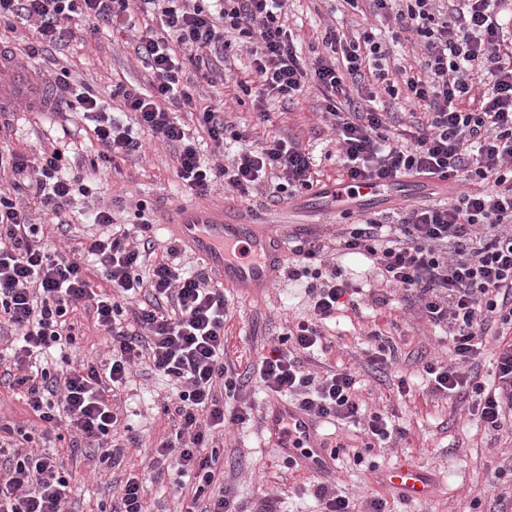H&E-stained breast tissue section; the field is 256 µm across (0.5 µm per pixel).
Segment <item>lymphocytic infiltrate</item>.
Returning <instances> with one entry per match:
<instances>
[{
  "label": "lymphocytic infiltrate",
  "instance_id": "lymphocytic-infiltrate-1",
  "mask_svg": "<svg viewBox=\"0 0 512 512\" xmlns=\"http://www.w3.org/2000/svg\"><path fill=\"white\" fill-rule=\"evenodd\" d=\"M156 20L135 44L150 73L147 86L117 83L109 99L57 73L61 103L77 109L92 128V154L70 163V146L56 141L31 154L0 148V387L18 394L37 421L0 424V512H67L73 474L60 457L40 447L66 429L73 448L99 450L100 461L120 465L126 444L137 441L118 397L133 365L149 362L180 390L164 405L172 431L149 464L150 482H120L109 507L99 512H151L147 486L169 471L188 478L192 497L181 512H240L224 483L217 439L229 424L244 425L251 407L242 388L259 380L269 394L286 397L314 419L343 421L364 432L363 451L400 441L405 430L394 415L368 410L349 368L321 376L304 360L330 343L324 327L363 296L376 306L401 292L432 325L446 328L447 363L423 370L433 395L471 398L484 429L512 425V343L502 345L492 386L473 366L486 337L512 329V0H370L375 15L413 33L421 48L419 74L386 65L385 41L371 31L345 39L327 28L324 52L307 64L283 19L287 0H140ZM130 0H0V24L24 18L36 26L30 56L62 46L77 33L98 35L130 25ZM251 42L249 75L238 92L264 110L269 98L300 99L317 88L336 134L340 178L383 186L394 178L454 181L465 191L448 205L403 211L398 223L365 219L336 239L337 252L371 260L390 293H364L342 267L329 264L327 245L294 246L290 274L308 278L310 317L280 333L255 372L239 373L224 359L227 296L205 269L181 264L177 241L158 244L151 222L116 223L107 206H89L95 175L143 147L144 136L177 145L176 176L189 194L203 197L224 187L250 197L262 181L281 201L313 190V159L299 141L276 135L256 143L247 129L224 120L213 105L200 106L196 89L181 77L189 50L195 67L211 64L228 48L226 33ZM403 77L409 101L423 110L415 125L391 129L376 105L379 91L396 94ZM190 107L216 147L225 140L241 149L228 163L209 164L198 140L177 116ZM134 114V123L117 112ZM70 226L74 214L100 228L60 252L39 234L34 212ZM89 314L109 343L100 362L73 363Z\"/></svg>",
  "mask_w": 512,
  "mask_h": 512
}]
</instances>
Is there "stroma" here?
<instances>
[{"label": "stroma", "instance_id": "1", "mask_svg": "<svg viewBox=\"0 0 512 512\" xmlns=\"http://www.w3.org/2000/svg\"><path fill=\"white\" fill-rule=\"evenodd\" d=\"M286 12L288 24L309 60L321 50L326 27H336L347 35L367 25L382 31L387 28L386 21L370 12L367 0H357L353 6L347 0H288ZM145 22L144 16H135L134 32H105L92 41L75 40L63 49L36 57L34 63L50 76L67 69L71 80L89 87L100 98L109 99L113 84L141 82L146 77L132 49L134 33L143 30ZM228 39L230 48L212 61L211 80L198 82L204 103L224 107L227 123L247 128L257 136L298 138L313 153L319 179L326 184L336 180L338 166L328 158L329 152L336 149L335 134L322 116L320 91L294 102L267 100L269 118L260 120L251 100L239 102L233 97L234 78L248 74V54L237 34H229ZM0 127L9 130L7 145L26 154L47 138L63 135L61 118L45 114L0 112ZM173 156L172 146L152 138L146 140L141 153L122 162L118 170L102 175L97 183L99 202H116L120 223L133 224L142 216L160 224L166 212L188 200L175 177ZM267 193V187L262 186L252 196L235 201L219 187L201 203L215 208L235 203L244 216L270 225L291 248L303 240L334 239L343 225L369 217L387 223L409 204L448 202L455 198L458 188L451 185L431 196L409 182L404 192L371 208L353 207L330 216L317 211L318 196L307 194L273 204ZM226 295L224 350L240 372L257 366L270 348L271 336L282 333L289 322L310 314L302 288L289 278L256 298L240 296L231 289ZM374 329L388 334L397 348L392 372L387 376L364 367L365 334ZM327 335L331 348L316 353L308 361V369L315 374L346 366L355 369L368 409L395 413L406 430L405 439L396 446L374 449L358 465L352 454L363 447L360 429L344 425L322 427L328 445L340 442L348 448L336 463L333 482L356 501L370 490L382 494L390 512H512V429L489 435L469 414L466 404L434 397L422 376L423 361L448 359V342L441 330L420 318L416 308L396 301L385 308L364 305L355 311L344 310ZM401 375L411 387L404 396L394 385L395 377ZM243 394L254 406V417L246 428H227L220 451L224 480L235 484L244 512H251L254 502L268 493L282 498L285 512H318L313 496L316 478L286 468L278 449L268 441L263 415L269 399L263 388L251 382ZM172 398L171 381L151 373L148 366L134 368L127 386L126 407L140 441L126 449L125 460L117 467L99 464L98 454L92 450L78 454L73 463V495L82 512H92L98 503L109 501L116 478L125 471L142 472L157 441L168 429L162 408ZM404 461L436 474L438 485L431 498L404 501L380 481L379 472Z\"/></svg>", "mask_w": 512, "mask_h": 512}]
</instances>
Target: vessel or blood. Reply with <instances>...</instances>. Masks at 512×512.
Listing matches in <instances>:
<instances>
[{"instance_id": "1", "label": "vessel or blood", "mask_w": 512, "mask_h": 512, "mask_svg": "<svg viewBox=\"0 0 512 512\" xmlns=\"http://www.w3.org/2000/svg\"><path fill=\"white\" fill-rule=\"evenodd\" d=\"M35 86L34 96L14 98V108L31 111L47 107L51 96L49 86L40 80ZM384 194V187L357 188L347 181L330 184L326 191L331 208L337 210L352 202L361 206L374 204ZM171 213L167 229L180 240L182 248L240 295L260 296L279 281L286 258L282 239L264 225L244 220L235 206L214 210L179 204ZM264 428L269 439L280 448L289 469L316 478L335 472L336 459L322 438L318 424L293 402L272 400L264 412ZM382 480L399 496L417 501L429 498L436 484L432 471L410 463L385 472Z\"/></svg>"}]
</instances>
